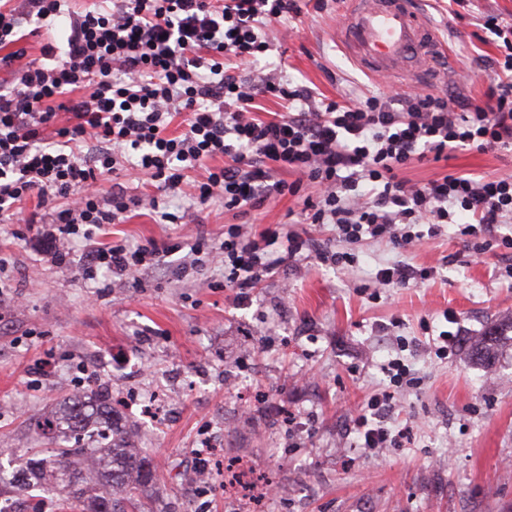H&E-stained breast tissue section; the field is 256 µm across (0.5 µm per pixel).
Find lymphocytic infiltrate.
Here are the masks:
<instances>
[{"label": "lymphocytic infiltrate", "instance_id": "lymphocytic-infiltrate-1", "mask_svg": "<svg viewBox=\"0 0 512 512\" xmlns=\"http://www.w3.org/2000/svg\"><path fill=\"white\" fill-rule=\"evenodd\" d=\"M66 2L27 0L23 14L0 4L1 63L15 62L9 47L23 25L61 32L14 82L0 84V215L45 225L46 252L59 265L68 243L84 242L85 279L133 275L163 252L152 241L131 248L81 231L119 223L138 206L124 187L102 184L122 168L175 195L185 171L201 169L191 204L162 213L170 224L196 223L216 199L246 214L299 195L308 223L332 226L348 244L369 237L404 250L467 216L463 232L481 256L483 234L512 220L511 176L446 173L422 184L400 176L459 150L512 149V23L485 19L501 56L483 96L458 101L413 89L319 102L280 72L244 78L238 70L269 51L277 27L304 5L318 13L327 0H98L80 13L66 12ZM268 96L287 101L284 115L259 116ZM176 121L182 131L173 135ZM279 169L296 180L275 178ZM32 198L38 207L29 212ZM420 224L426 233H417ZM220 250L224 277L238 288L254 287L280 260L238 224L225 226Z\"/></svg>", "mask_w": 512, "mask_h": 512}]
</instances>
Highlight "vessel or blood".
<instances>
[{
  "instance_id": "b4317fda",
  "label": "vessel or blood",
  "mask_w": 512,
  "mask_h": 512,
  "mask_svg": "<svg viewBox=\"0 0 512 512\" xmlns=\"http://www.w3.org/2000/svg\"><path fill=\"white\" fill-rule=\"evenodd\" d=\"M338 23L346 56L371 74L408 82L428 76L434 59L447 53L415 0H346Z\"/></svg>"
}]
</instances>
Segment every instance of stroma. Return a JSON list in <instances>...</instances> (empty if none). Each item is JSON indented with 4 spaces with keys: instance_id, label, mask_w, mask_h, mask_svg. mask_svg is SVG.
<instances>
[{
    "instance_id": "1",
    "label": "stroma",
    "mask_w": 512,
    "mask_h": 512,
    "mask_svg": "<svg viewBox=\"0 0 512 512\" xmlns=\"http://www.w3.org/2000/svg\"><path fill=\"white\" fill-rule=\"evenodd\" d=\"M344 8L329 0L326 11L301 16L258 69L282 70L321 99L378 91V77L355 66L338 41ZM420 9L449 47L448 66L438 67L427 90L460 98L485 92L499 51L483 18L512 23V0H471L461 20L449 16L448 0H421ZM450 170L512 176V151H458L401 176L424 183ZM109 180L140 204L122 222L92 228L93 238L173 247L127 279L102 271L84 279L80 244L58 265L35 233L0 222V258L8 262L0 292L1 462L30 448L38 419L67 401L86 373L111 394L121 381L179 391L159 430L137 411L125 413L137 447L160 470L166 512H195L178 474L198 463L208 430L216 483L208 512H231L228 476L245 487L273 481L297 490L288 504L270 498L250 512H512V339L502 338L489 368L468 351L492 320L512 317V284L497 276L501 249L471 262L470 239L457 224L404 251L371 240L349 245L306 223L302 198L291 195L246 215L216 199L200 223L164 224L152 203H173L171 193L142 173L120 170ZM235 223L255 239L273 227L294 231L311 250H345L356 263L339 272L311 254L244 292L226 286L223 265L209 259L186 268L191 247L219 246L225 225ZM398 261L434 273L371 298L377 270ZM443 331L455 341L441 359L433 340ZM396 357L416 382L399 391L385 425L410 427L412 439L381 452L360 447L355 419L389 389L384 367Z\"/></svg>"
}]
</instances>
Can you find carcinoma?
Masks as SVG:
<instances>
[{
    "mask_svg": "<svg viewBox=\"0 0 512 512\" xmlns=\"http://www.w3.org/2000/svg\"><path fill=\"white\" fill-rule=\"evenodd\" d=\"M502 331L503 324L491 325L472 347L471 356L490 364ZM42 425L49 433L83 429L88 442L82 448H72L50 437L52 454L26 459L22 465L24 479L0 478V495L10 492L23 496L26 512H42L30 488L61 486L67 491V507L74 512H143L145 496L160 481V473L150 458L130 445L123 418L112 406L109 394L97 391L86 399L74 398ZM101 426L110 431L107 442L96 439Z\"/></svg>",
    "mask_w": 512,
    "mask_h": 512,
    "instance_id": "1",
    "label": "carcinoma"
}]
</instances>
